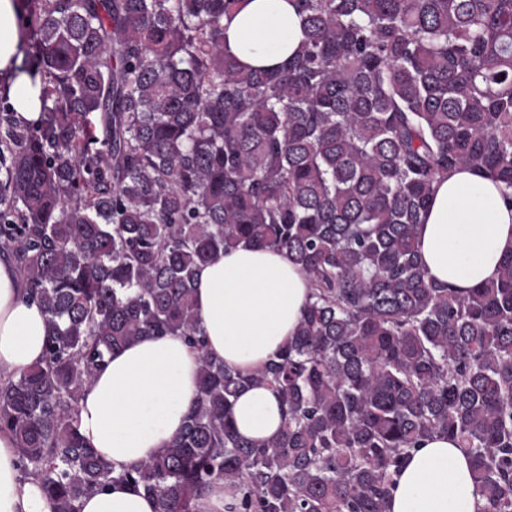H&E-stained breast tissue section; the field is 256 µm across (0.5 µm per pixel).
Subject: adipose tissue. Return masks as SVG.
Listing matches in <instances>:
<instances>
[{"instance_id": "1", "label": "adipose tissue", "mask_w": 512, "mask_h": 512, "mask_svg": "<svg viewBox=\"0 0 512 512\" xmlns=\"http://www.w3.org/2000/svg\"><path fill=\"white\" fill-rule=\"evenodd\" d=\"M303 38L294 0H240L224 22V51L266 68L291 58ZM15 0H0V78L9 80L15 107L37 120L40 90L16 74ZM418 250L433 281L467 292L496 278L512 253V199L500 183L466 167L434 185L418 227ZM311 289L285 253L242 245L201 265L195 300L207 352L229 368L250 372L294 336ZM43 310L23 298L14 266L0 260V384L40 362L46 340ZM199 360L179 336H148L116 350L78 404L85 441L114 470L149 462L166 448L198 397ZM238 433L257 443L279 433L283 406L259 386L235 400ZM471 458L446 436L427 439L395 476L389 512H483ZM79 512H156L155 501L115 481L85 495ZM0 512H52L38 477L22 476L11 433L0 432Z\"/></svg>"}]
</instances>
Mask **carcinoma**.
<instances>
[{
	"label": "carcinoma",
	"mask_w": 512,
	"mask_h": 512,
	"mask_svg": "<svg viewBox=\"0 0 512 512\" xmlns=\"http://www.w3.org/2000/svg\"><path fill=\"white\" fill-rule=\"evenodd\" d=\"M31 122L0 86V258L47 317L43 360L0 387V430L53 512L120 480L157 512H387L393 477L446 434L484 512H512V254L461 293L416 246L456 167L512 195V0H296L295 56L224 54L239 0H17ZM284 251L312 288L295 336L242 374L211 358L199 266ZM199 351L200 397L168 448L114 473L79 431L83 388L145 336ZM273 389L281 432L232 406ZM232 417L241 436L262 443L281 430L283 406L272 389L253 387L235 399ZM232 490L224 487V481L214 483L197 501V512H228L234 503Z\"/></svg>",
	"instance_id": "carcinoma-1"
}]
</instances>
